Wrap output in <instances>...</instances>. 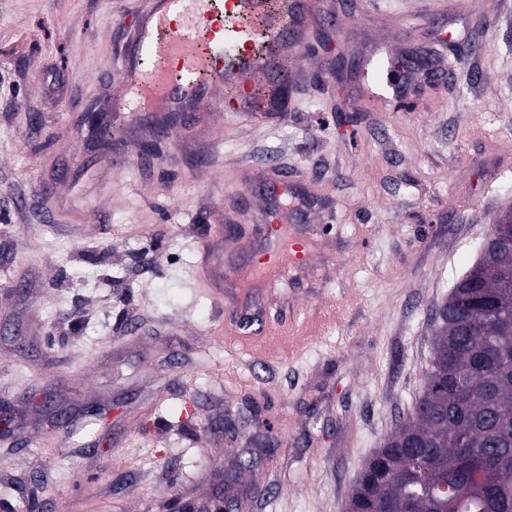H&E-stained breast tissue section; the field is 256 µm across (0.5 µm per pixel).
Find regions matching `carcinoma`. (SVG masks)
<instances>
[{"mask_svg": "<svg viewBox=\"0 0 512 512\" xmlns=\"http://www.w3.org/2000/svg\"><path fill=\"white\" fill-rule=\"evenodd\" d=\"M432 317L423 389L347 512H512V239L483 243Z\"/></svg>", "mask_w": 512, "mask_h": 512, "instance_id": "carcinoma-1", "label": "carcinoma"}]
</instances>
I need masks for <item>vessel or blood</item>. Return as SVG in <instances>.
Returning <instances> with one entry per match:
<instances>
[{"label": "vessel or blood", "instance_id": "1", "mask_svg": "<svg viewBox=\"0 0 512 512\" xmlns=\"http://www.w3.org/2000/svg\"><path fill=\"white\" fill-rule=\"evenodd\" d=\"M320 0H148L135 34L120 62V83L113 109L129 122L180 112H207L217 100L226 111L254 123L287 111L280 82L282 73L303 79L304 48L310 30L325 22ZM157 56L162 66L144 72V56ZM370 88L383 97L403 94L404 76L391 57L365 64ZM272 247L251 270L257 283L301 258L304 241L288 237L282 224L269 225ZM224 227L216 224L201 243L199 278L216 305L237 309L224 298V280L212 261L215 243L223 242Z\"/></svg>", "mask_w": 512, "mask_h": 512}]
</instances>
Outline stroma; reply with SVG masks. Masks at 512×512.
<instances>
[{"instance_id": "obj_1", "label": "stroma", "mask_w": 512, "mask_h": 512, "mask_svg": "<svg viewBox=\"0 0 512 512\" xmlns=\"http://www.w3.org/2000/svg\"><path fill=\"white\" fill-rule=\"evenodd\" d=\"M322 2L344 25L311 31L286 114L219 104L175 142L116 121L104 147L81 117L111 108L143 0H0V512H346L432 307L512 210V0ZM379 53L402 101L365 96ZM280 162L307 252L215 335L209 202ZM268 222L256 196L223 218L225 296Z\"/></svg>"}]
</instances>
